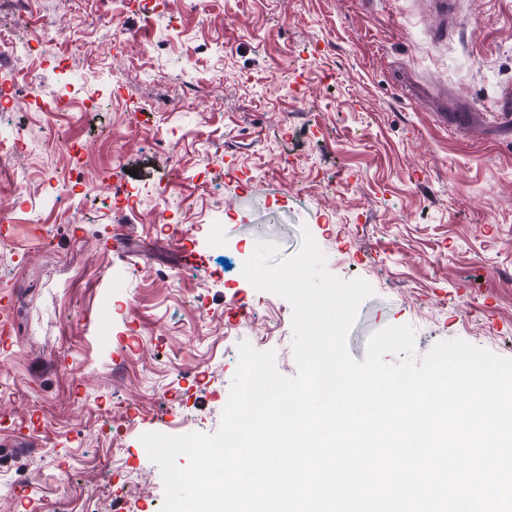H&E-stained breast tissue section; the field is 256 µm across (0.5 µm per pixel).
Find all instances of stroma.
Segmentation results:
<instances>
[{
	"instance_id": "1",
	"label": "stroma",
	"mask_w": 512,
	"mask_h": 512,
	"mask_svg": "<svg viewBox=\"0 0 512 512\" xmlns=\"http://www.w3.org/2000/svg\"><path fill=\"white\" fill-rule=\"evenodd\" d=\"M110 12L96 0L0 11L21 41L49 15L58 54L79 35L93 43L81 83L21 55L0 58V84L23 70L101 104L0 115L87 150L0 155L12 391L0 512H85L91 495L98 512H161L142 435L216 433L241 342L295 375L290 303L242 273L260 242L290 257L310 231L331 274L372 282L347 338L356 360L403 324L419 357L461 339L512 358V0H112ZM190 83L194 110H149ZM85 160L94 192L26 223L20 200ZM131 188L137 211L113 213L112 193Z\"/></svg>"
}]
</instances>
